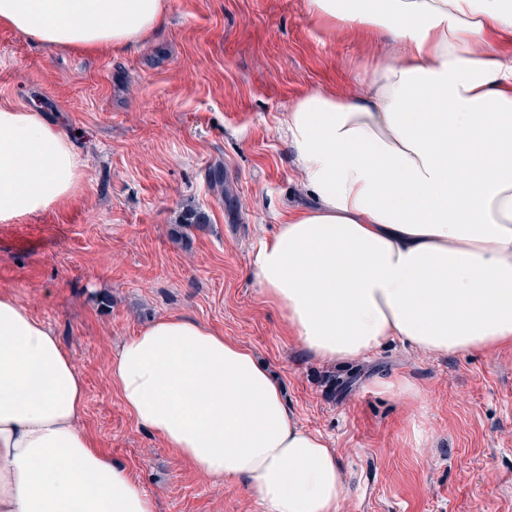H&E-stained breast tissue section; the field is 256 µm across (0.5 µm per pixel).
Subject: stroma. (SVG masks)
I'll return each mask as SVG.
<instances>
[{
  "instance_id": "stroma-1",
  "label": "stroma",
  "mask_w": 512,
  "mask_h": 512,
  "mask_svg": "<svg viewBox=\"0 0 512 512\" xmlns=\"http://www.w3.org/2000/svg\"><path fill=\"white\" fill-rule=\"evenodd\" d=\"M378 44L329 35L306 0H170L164 26L113 55L46 46L0 28V105L31 108L86 162L77 197L0 224V290L54 331L86 385L80 421L156 512H264L241 485L194 470L140 429L110 377L121 341L156 318H193L245 344L280 380L289 409L337 448L342 512H512V347L425 355L393 341L345 367L313 358L251 275L279 216L309 208L285 123L310 89L355 92ZM223 170L233 204L208 182ZM190 209L206 223L185 227ZM403 377L406 401L380 392Z\"/></svg>"
}]
</instances>
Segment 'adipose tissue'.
<instances>
[{
	"instance_id": "adipose-tissue-1",
	"label": "adipose tissue",
	"mask_w": 512,
	"mask_h": 512,
	"mask_svg": "<svg viewBox=\"0 0 512 512\" xmlns=\"http://www.w3.org/2000/svg\"><path fill=\"white\" fill-rule=\"evenodd\" d=\"M313 20L378 34L359 91L313 89L286 124L316 205L285 213L251 269L323 362L400 338L429 355L512 346V0H306ZM169 0H0V27L46 45L122 53ZM85 163L29 108L0 106V223L79 192ZM138 427L265 512H341L336 449L299 424L250 347L185 316L113 352ZM85 381L51 328L0 291V512H155L79 421Z\"/></svg>"
}]
</instances>
